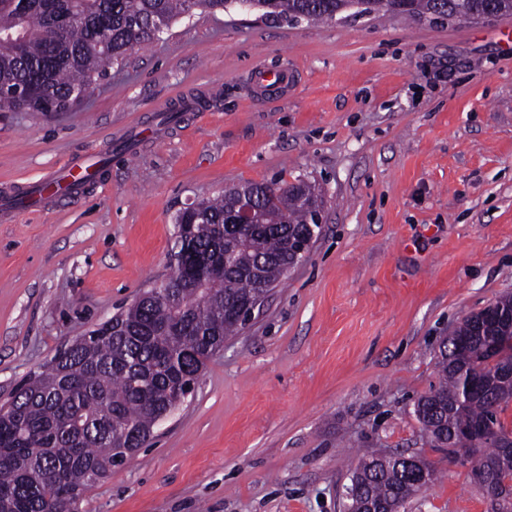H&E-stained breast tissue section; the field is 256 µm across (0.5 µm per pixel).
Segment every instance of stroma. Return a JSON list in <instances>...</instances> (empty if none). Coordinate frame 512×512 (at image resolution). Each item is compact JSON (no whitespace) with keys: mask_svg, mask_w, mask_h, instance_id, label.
Instances as JSON below:
<instances>
[{"mask_svg":"<svg viewBox=\"0 0 512 512\" xmlns=\"http://www.w3.org/2000/svg\"><path fill=\"white\" fill-rule=\"evenodd\" d=\"M280 68L287 89L264 97L255 72ZM85 153L106 165L82 196L0 217V404L169 277L189 204L303 179L324 212L307 257L78 512H345L346 456L373 452L441 470L403 512H487L414 410L441 341L512 293V16L197 10L69 111L0 112V189Z\"/></svg>","mask_w":512,"mask_h":512,"instance_id":"obj_1","label":"stroma"}]
</instances>
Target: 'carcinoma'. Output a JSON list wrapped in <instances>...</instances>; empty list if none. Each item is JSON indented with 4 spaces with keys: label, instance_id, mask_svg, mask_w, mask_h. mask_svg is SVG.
<instances>
[{
    "label": "carcinoma",
    "instance_id": "carcinoma-1",
    "mask_svg": "<svg viewBox=\"0 0 512 512\" xmlns=\"http://www.w3.org/2000/svg\"><path fill=\"white\" fill-rule=\"evenodd\" d=\"M395 0H0V34L23 28L19 41L0 39V90L31 87L0 98V111L64 112L128 52L152 43L179 17L235 5L264 16L309 23L393 13ZM491 7L512 14V0H409L406 18L439 9L467 20ZM249 195L259 223L242 231L227 220L240 193ZM322 202L314 189L294 184L246 183L181 210L174 219L185 273L182 287L145 292L127 310L77 338L70 349L27 376L0 415V512H76L92 483L131 460L154 426L181 405L198 372L244 324L239 309L282 282L298 261L288 253V230L315 224ZM478 314L466 317L439 347L440 381L422 395L415 415L433 448L475 449L480 469L512 512V448L484 440L489 427H507L500 414L512 404V337L499 341L498 375L483 347ZM362 475L350 512L369 503L403 507L437 480L433 462L401 454L358 459Z\"/></svg>",
    "mask_w": 512,
    "mask_h": 512
}]
</instances>
